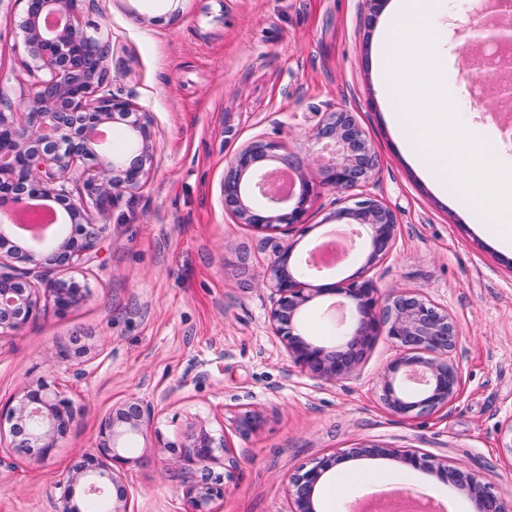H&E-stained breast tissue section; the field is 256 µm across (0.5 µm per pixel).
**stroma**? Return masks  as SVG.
Returning a JSON list of instances; mask_svg holds the SVG:
<instances>
[{"label": "stroma", "mask_w": 512, "mask_h": 512, "mask_svg": "<svg viewBox=\"0 0 512 512\" xmlns=\"http://www.w3.org/2000/svg\"><path fill=\"white\" fill-rule=\"evenodd\" d=\"M465 0H447L438 58L449 93L487 46L464 26ZM14 0H0V73L12 100L31 79ZM83 18L109 37L115 93L143 107L156 132L141 189L113 206L91 256L49 279H85L90 293L67 313L49 300L20 331L0 337V411L27 383L57 381L78 408L46 460L0 449V512H54L57 483L94 452L102 417L131 395L157 403V431L133 439L121 471L130 512H189L196 476L167 449L197 420L230 429L231 399L265 424L233 438L235 467L212 463L226 493L215 512H289L288 476L359 443L444 456L492 479L512 512V255L466 220L400 149L372 65L381 16L369 0H83ZM348 110L378 156L371 188L396 214L392 254L371 273L381 291L422 289L459 330L453 353L461 396L447 409L402 418L382 406L377 382L395 347L380 336L353 376L323 384L289 359L268 326L261 288L274 238L232 223L222 186L227 158L257 134L316 173L310 136L325 113ZM336 192L308 206L295 256L334 224ZM83 365L68 373L61 353Z\"/></svg>", "instance_id": "35a3bbf8"}]
</instances>
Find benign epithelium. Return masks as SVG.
<instances>
[{"label": "benign epithelium", "mask_w": 512, "mask_h": 512, "mask_svg": "<svg viewBox=\"0 0 512 512\" xmlns=\"http://www.w3.org/2000/svg\"><path fill=\"white\" fill-rule=\"evenodd\" d=\"M18 28L22 34L26 67L33 77L22 111L6 94L0 79V239L15 233L13 216L34 200L60 202L63 228L33 239H20L10 249L0 245V334L21 330L40 312V292L47 293L55 311L64 314L86 297V282L70 277L35 282L34 268L73 267L96 247L105 225L94 215L109 213L115 201L139 189L147 178L156 151V133L142 108L112 91L107 59L110 40L95 25L81 21V0H22ZM503 21L487 24L483 0L467 12L469 27L482 43L512 46V0H492ZM481 77L497 85V101L474 106L489 112L512 105V83L500 71L477 66ZM126 124L128 149L115 153L96 141V133ZM320 147L317 177L308 179L301 166L279 154L278 142L260 134L238 148L224 169V212L235 224L258 233L279 232L287 239L274 246L265 273L269 290L268 321L289 358L302 372L325 384L353 374L364 350L383 335L398 354L378 381L384 408L395 416L433 414L448 407L462 392V374L451 353L458 331L448 311L420 289H379L369 273L393 252L397 218L393 210L369 191L377 169V155L355 113L328 112L312 133ZM82 166L84 193L74 198L69 173ZM294 173L301 182L293 194H264L256 190L270 166ZM327 189L342 195L336 220L365 232L359 246L360 266L350 276L330 284H314L316 276L293 258L296 242L288 236L306 232L304 217L312 197ZM326 295L346 300L350 321L336 326L340 339L318 341L304 329L303 318L312 302ZM235 434L244 438L261 428L263 412L248 404L232 403ZM77 413L74 402L45 379L24 386L6 414L0 413V439L10 436L17 454L48 459L65 438ZM157 405L129 396L112 406L102 419L97 452L87 456L58 484L55 512H82L78 497L105 495L106 512H129L128 491L117 465L126 442L146 436ZM180 450L184 461L197 467L199 476L187 486L190 512H215L224 499L223 479L211 475L209 463L216 450L234 462L227 434L217 437L199 421L177 440L166 443ZM384 457L403 467L426 471L450 483L470 501L472 512H507L494 482L464 471L446 457L419 450L361 445L347 453L323 457L302 466L288 478L290 512H318L317 496L325 475L350 459Z\"/></svg>", "instance_id": "obj_1"}]
</instances>
